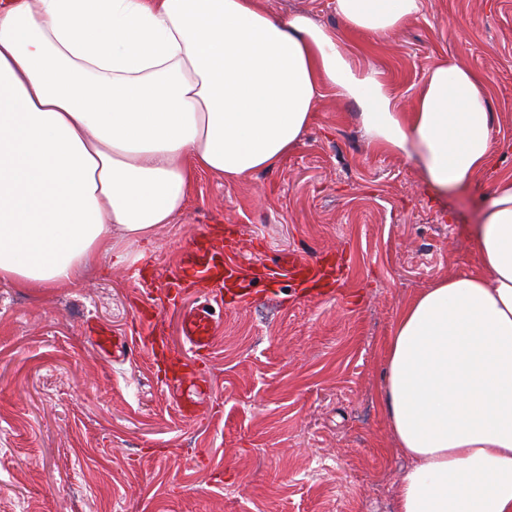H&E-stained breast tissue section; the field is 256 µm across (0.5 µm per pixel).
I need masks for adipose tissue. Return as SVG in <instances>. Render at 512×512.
Listing matches in <instances>:
<instances>
[{"label": "adipose tissue", "instance_id": "adipose-tissue-1", "mask_svg": "<svg viewBox=\"0 0 512 512\" xmlns=\"http://www.w3.org/2000/svg\"><path fill=\"white\" fill-rule=\"evenodd\" d=\"M334 2L376 40L424 9ZM328 93L434 191L494 166L486 83L454 61L403 112L334 29L263 0H0V281L79 287L118 241L172 223L200 173L235 184L278 165ZM472 236L478 273L413 295L388 337L379 404L407 462L395 512H512V172Z\"/></svg>", "mask_w": 512, "mask_h": 512}]
</instances>
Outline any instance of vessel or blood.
I'll list each match as a JSON object with an SVG mask.
<instances>
[{
	"label": "vessel or blood",
	"mask_w": 512,
	"mask_h": 512,
	"mask_svg": "<svg viewBox=\"0 0 512 512\" xmlns=\"http://www.w3.org/2000/svg\"><path fill=\"white\" fill-rule=\"evenodd\" d=\"M321 271L319 260H313L296 253H287L277 258L274 268L269 269L271 277L281 276L296 279L299 275H318ZM249 272L231 256L225 255L223 246L209 249L186 247L174 272L165 279L157 281V289L165 296L168 305L181 309L180 332L184 339L181 347L173 349L172 355L182 369V374L172 376L166 382L169 398L177 405L182 417L189 418L204 403L208 394L206 372L200 361L213 342L216 320L211 310L212 305H223L222 290L227 280H241L236 297L239 302L249 303L253 298L250 288L243 282ZM202 286L214 287L211 302H204L190 308H181L180 303L188 289ZM139 330L134 336L112 340L100 337L98 346L111 351L113 356L130 359L138 350L165 348L169 346L164 334V322L159 317L142 318L138 321Z\"/></svg>",
	"instance_id": "b4317fda"
}]
</instances>
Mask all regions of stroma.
<instances>
[{
    "label": "stroma",
    "mask_w": 512,
    "mask_h": 512,
    "mask_svg": "<svg viewBox=\"0 0 512 512\" xmlns=\"http://www.w3.org/2000/svg\"><path fill=\"white\" fill-rule=\"evenodd\" d=\"M340 30L400 108L444 59L489 87L492 141L512 171V0H426L382 40L344 32L332 0H266ZM353 103L326 95L302 145L235 185L201 175L174 223L119 243L77 288L0 282V512H395L403 460L377 405L384 341L401 305L475 271L471 236L491 178L437 197L403 158L371 149ZM216 229L244 266L343 257L316 294L258 279L225 301L205 357L202 412L181 419L151 351L130 360L92 335L136 330L140 280L170 272Z\"/></svg>",
    "instance_id": "35a3bbf8"
}]
</instances>
